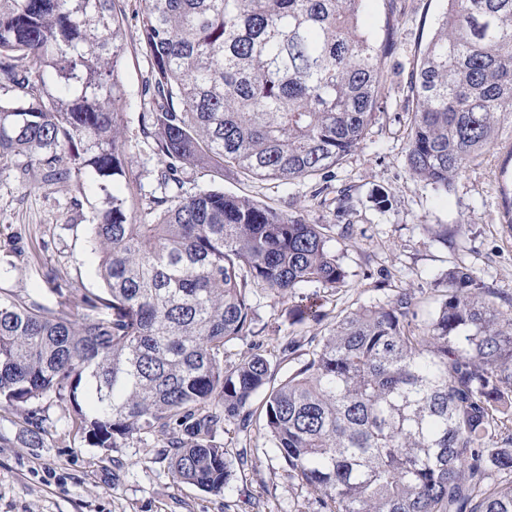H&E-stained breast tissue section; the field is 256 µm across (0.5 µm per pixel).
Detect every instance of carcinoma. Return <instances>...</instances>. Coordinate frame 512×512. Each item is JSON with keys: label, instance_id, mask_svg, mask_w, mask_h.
<instances>
[{"label": "carcinoma", "instance_id": "1", "mask_svg": "<svg viewBox=\"0 0 512 512\" xmlns=\"http://www.w3.org/2000/svg\"><path fill=\"white\" fill-rule=\"evenodd\" d=\"M142 2L163 180L201 164L288 182L363 140L395 49L362 29L365 0ZM124 47L115 0H0V160L81 191L88 176L106 200L88 217L104 293L59 288L55 308L0 295V407L67 399L71 432L106 451L169 435L175 477L218 494L230 466L214 435L248 429L262 393L272 446L323 512H512V317L493 288L448 269L422 326L410 291L362 305L276 386L261 353L224 366L252 335L250 287L336 291L348 273L332 225L219 189L134 220L113 190ZM407 84L409 171L446 191L512 118V0H448Z\"/></svg>", "mask_w": 512, "mask_h": 512}]
</instances>
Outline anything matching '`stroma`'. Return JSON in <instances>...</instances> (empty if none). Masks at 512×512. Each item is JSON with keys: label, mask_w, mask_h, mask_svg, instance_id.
<instances>
[{"label": "stroma", "mask_w": 512, "mask_h": 512, "mask_svg": "<svg viewBox=\"0 0 512 512\" xmlns=\"http://www.w3.org/2000/svg\"><path fill=\"white\" fill-rule=\"evenodd\" d=\"M141 7L142 0L116 3L125 37L120 128L129 153V172L117 193L129 213L148 220L159 198L217 185L310 224L351 227L350 236L330 242L349 274L346 288L334 292L309 283L285 297L252 288L253 334L226 346L225 366L259 352L271 363V384H279L308 360L314 341L339 317L401 289L416 295L418 319L427 321L442 299L446 271L456 265L476 269L499 296L512 297V224L505 221L501 193L512 189V169L502 168L512 150V121L502 127L499 146L456 177L449 190L412 178L406 163L408 74L445 0H366L363 29L380 41L393 34L398 42L387 60L385 92L363 141L340 164L287 183L193 165L162 182L156 130L141 122L154 106L147 91L151 59L138 36ZM379 188L389 194L383 209L372 198ZM345 192L350 200L341 212L337 200ZM100 201L94 192H79L75 180L25 168L23 159L0 161V294L52 308L55 285L100 292L99 252L88 222L91 205ZM445 229L454 231L452 242L441 239ZM310 297L320 306L321 321L293 322L290 309ZM293 340L296 351L285 352ZM31 408L41 426L36 435L27 421ZM31 408L0 409V512H322L316 494L288 477L261 419L245 430L228 422L216 433L231 476L215 495L175 478L162 454L164 438L133 439L106 452L74 437L65 402L51 396ZM245 448L252 462L242 468L237 455Z\"/></svg>", "instance_id": "obj_1"}]
</instances>
